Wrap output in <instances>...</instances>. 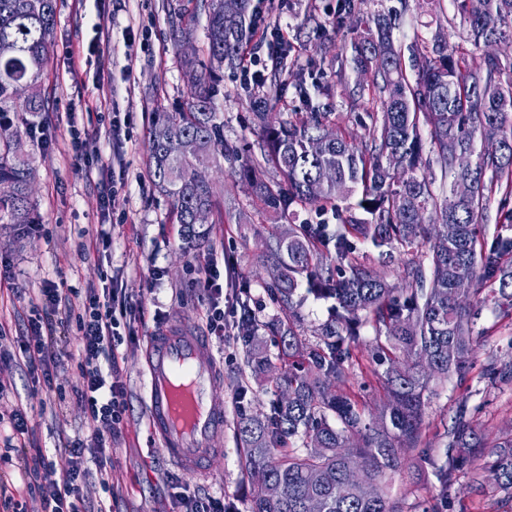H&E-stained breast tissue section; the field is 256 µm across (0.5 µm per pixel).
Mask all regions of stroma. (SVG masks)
Listing matches in <instances>:
<instances>
[{
    "instance_id": "35a3bbf8",
    "label": "stroma",
    "mask_w": 512,
    "mask_h": 512,
    "mask_svg": "<svg viewBox=\"0 0 512 512\" xmlns=\"http://www.w3.org/2000/svg\"><path fill=\"white\" fill-rule=\"evenodd\" d=\"M187 0H111V15L99 21L101 0H58L54 47L45 70L47 109L42 114L45 142L29 140L36 157L34 200L40 229L27 240L10 230H0V256L12 265L10 284H0V325L6 344L17 350L26 334L30 316L27 300L43 283L65 282L70 288H106L117 284L140 301L136 315L137 339L123 344V380L127 412L120 433L112 441V481L116 497H108L99 485L94 458H87V496L99 512H178L172 497L173 481L189 492L205 493L224 501L225 512H246L252 486L240 467L241 449L235 426L241 409L237 386L247 380L249 412L268 411L274 398L271 385L251 380L245 364V348L235 336L213 341V353L221 369L224 387V436L219 452L208 461L207 477L171 466L157 452L147 426L145 396L147 378L143 357L147 336L176 322L206 332L203 293L196 283L198 268L208 264L224 282V321L233 323L242 295L260 320L276 316L278 309L264 283L267 273L260 261L259 236L268 235L281 217L251 196L247 186L235 182L227 165L207 169L208 179L224 188V221L213 225L212 245L204 250H185L179 225L170 220L168 199L154 187L147 168L148 131L156 108L181 109L188 99L187 82L180 58L183 47L172 37L171 21ZM338 0H251V11L260 13L266 25L288 31L293 50L281 65L262 59L263 75L281 68L285 78L304 74L307 81L329 86L327 103L336 114L339 129L356 131V114L374 111L373 103L351 96L362 77L336 56L356 32V20L337 24ZM396 10L399 23L393 31L402 46L430 49L436 34H445L453 45H465L454 0H368L365 12ZM326 48L324 62L312 66L316 47ZM110 61L105 77L97 75V55ZM262 91L244 81L240 70H225L218 100L223 107L224 137L250 147L259 155L261 134L253 121V102ZM76 113L87 131V151L102 163L121 157L128 172L115 198L110 217H103L101 186L97 177L78 169L66 141L69 113ZM126 113L130 125L126 139L115 143L109 133L113 113ZM107 231L111 244L96 250L92 242ZM248 281V292L239 284ZM52 344L70 355L71 363L59 369L56 382L69 394L61 407L48 409L45 392L35 384L23 362L1 371L9 390L0 408L26 407L34 440L49 457H63L74 436H88L92 427L81 402L72 395L77 383L73 361L81 340L75 321L53 317ZM357 357L358 376L352 388L359 400L378 403L383 390L371 370L374 366L372 327L362 330ZM475 353L464 381L435 380L430 384L426 408V444L402 452V469L388 477L386 489L401 512H512V500L493 485L474 493L472 473L462 470L449 491L447 502L434 499L436 469L445 460L448 430L459 407H466L476 429L495 438L512 427V379L491 382L487 371L512 364V315L484 308L473 325Z\"/></svg>"
}]
</instances>
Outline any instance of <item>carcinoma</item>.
<instances>
[{
    "label": "carcinoma",
    "instance_id": "obj_1",
    "mask_svg": "<svg viewBox=\"0 0 512 512\" xmlns=\"http://www.w3.org/2000/svg\"><path fill=\"white\" fill-rule=\"evenodd\" d=\"M468 42L484 53L437 35L428 54H412L415 78L403 67L402 46L385 14L366 16L350 43L354 69L369 70V91L380 111L357 117L362 140L336 131L318 97L330 90L295 80L304 112L284 118L266 97L253 113L262 133L261 158L243 157L224 139L216 92L224 68L241 65L255 30L250 0H200L206 43L182 60L189 92L179 112L157 110L149 129V173L170 201L173 223L195 245L211 227L200 211L224 223V201L197 171L220 159L257 200L282 215L294 204L346 203L339 224L289 225L265 238L270 280L265 288L279 314L259 320L249 300L233 323L254 378L268 377L277 398L267 413L242 412L236 431L247 477L256 484L248 512H400L384 485L401 464L399 450L423 441L426 393L434 379L463 378L474 353L471 298L493 288L492 308L512 309V236H481L487 205L502 194L499 223L512 228V0H456ZM363 0H339L338 18L359 16ZM57 0H0V224L24 237L36 223L29 173L33 153L7 113L30 127L45 112L44 70L54 44ZM448 195L435 194V174L423 157L421 129ZM271 167L282 178L265 177ZM334 181L312 192L320 169ZM369 243L382 263L415 245L429 252L402 264L399 283L356 252ZM334 300L328 320L310 343L297 330L299 288ZM375 331L373 358L384 367L383 399L373 407L348 389L361 329ZM280 337L273 361L260 331ZM299 439L303 449L286 447ZM280 454L272 456V450ZM474 466L473 485L492 475L512 499V429L487 442L460 407L448 429V456L437 468L436 499L448 496L459 469Z\"/></svg>",
    "mask_w": 512,
    "mask_h": 512
}]
</instances>
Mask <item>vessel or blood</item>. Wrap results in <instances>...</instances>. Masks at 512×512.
I'll use <instances>...</instances> for the list:
<instances>
[{
	"label": "vessel or blood",
	"mask_w": 512,
	"mask_h": 512,
	"mask_svg": "<svg viewBox=\"0 0 512 512\" xmlns=\"http://www.w3.org/2000/svg\"><path fill=\"white\" fill-rule=\"evenodd\" d=\"M147 412L151 435L178 468L206 475L224 431L219 367L206 336L178 324L148 336Z\"/></svg>",
	"instance_id": "1"
}]
</instances>
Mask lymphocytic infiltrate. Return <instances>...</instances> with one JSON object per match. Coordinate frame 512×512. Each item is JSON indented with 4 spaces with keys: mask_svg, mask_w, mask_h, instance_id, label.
Returning a JSON list of instances; mask_svg holds the SVG:
<instances>
[{
    "mask_svg": "<svg viewBox=\"0 0 512 512\" xmlns=\"http://www.w3.org/2000/svg\"><path fill=\"white\" fill-rule=\"evenodd\" d=\"M197 285L207 300L209 333L223 338L224 288L218 270L203 268ZM31 310L27 336L20 348L25 364L36 383L42 384L48 400H56L54 377L62 365V353L50 338L54 326L51 315L75 318L81 334L78 369L81 382L76 394L84 404L92 432L70 441L69 452L60 460L46 457L32 445L33 432L22 407L0 412V424H8V434L0 435V512H27V500L40 499L41 512H89L83 494L88 471L85 456H94L100 487L113 494L112 438L124 420L127 399L122 381V358L118 347L132 336L129 317L134 310L124 288L83 290L47 283L30 296ZM29 447L30 454L16 459L17 449Z\"/></svg>",
    "mask_w": 512,
    "mask_h": 512,
    "instance_id": "1",
    "label": "lymphocytic infiltrate"
}]
</instances>
